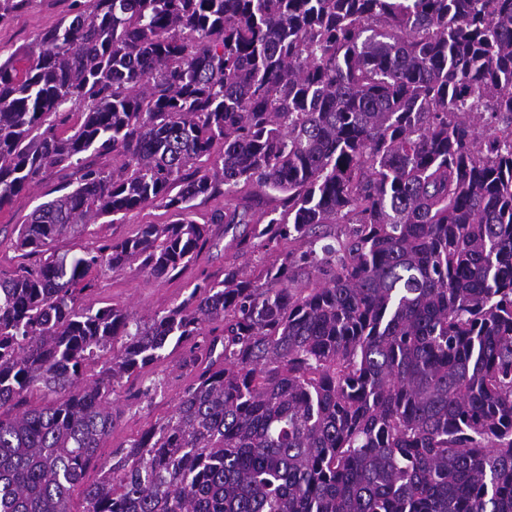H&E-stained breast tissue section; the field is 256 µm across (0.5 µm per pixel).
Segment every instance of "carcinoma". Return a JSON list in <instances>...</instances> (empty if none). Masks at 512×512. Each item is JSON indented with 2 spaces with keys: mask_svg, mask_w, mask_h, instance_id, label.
Here are the masks:
<instances>
[{
  "mask_svg": "<svg viewBox=\"0 0 512 512\" xmlns=\"http://www.w3.org/2000/svg\"><path fill=\"white\" fill-rule=\"evenodd\" d=\"M54 170L16 239L46 258L0 275V512H71L124 380L186 344L83 512H512V0H92L0 62V210ZM217 226L224 278L81 304ZM112 217L100 219L97 224L89 226L88 231L76 239H62L55 244L61 254L71 249L78 252L80 248L92 247L102 240L122 239L136 233L139 224H168L174 217L172 212L162 207L149 206L142 210L128 213L122 220L112 224Z\"/></svg>",
  "mask_w": 512,
  "mask_h": 512,
  "instance_id": "carcinoma-1",
  "label": "carcinoma"
}]
</instances>
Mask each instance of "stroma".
<instances>
[{
    "label": "stroma",
    "mask_w": 512,
    "mask_h": 512,
    "mask_svg": "<svg viewBox=\"0 0 512 512\" xmlns=\"http://www.w3.org/2000/svg\"><path fill=\"white\" fill-rule=\"evenodd\" d=\"M79 8L78 0H26L23 10L0 21V57L35 48L47 30L56 26L68 12ZM62 181V175L48 173L42 180L31 183L11 208L0 211V274H14L32 263V256L17 250L13 243L15 227L25 223L41 203L51 199ZM172 219L171 211L155 206L132 211L116 222L106 217L90 225L83 236L60 240L56 249L62 254L77 251L102 240L132 236L139 225L167 224ZM224 245L223 232H216L212 246L196 264L164 279L148 277L136 264L117 273H92L93 288L84 295L83 303L96 309L112 304L125 305L142 315L163 311L200 279L223 274L227 258ZM184 356V349H177L148 368L145 375L125 385L127 397L117 403L120 419L111 436L103 442L96 462L87 469L86 482L98 478L102 463L110 460L115 448L141 435L172 409L189 381L188 371L182 366ZM150 384L155 387L152 395L141 396V389Z\"/></svg>",
    "instance_id": "1"
}]
</instances>
